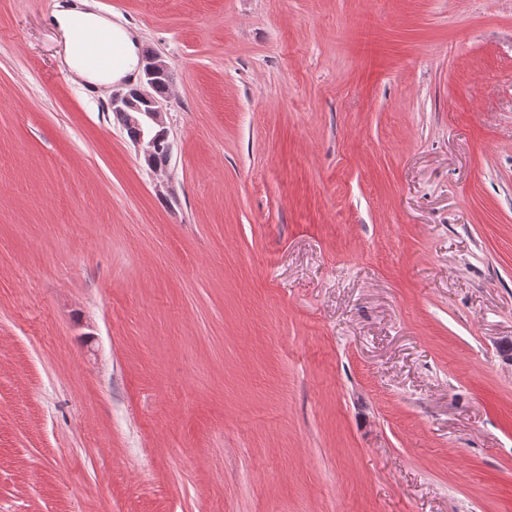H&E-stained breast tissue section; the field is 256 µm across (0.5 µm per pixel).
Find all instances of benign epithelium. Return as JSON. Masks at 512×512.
<instances>
[{
    "label": "benign epithelium",
    "instance_id": "obj_1",
    "mask_svg": "<svg viewBox=\"0 0 512 512\" xmlns=\"http://www.w3.org/2000/svg\"><path fill=\"white\" fill-rule=\"evenodd\" d=\"M169 69L161 56L153 55L143 59L145 84L127 92L116 91L112 94V111L125 127L142 129L133 139L136 145L151 148L158 139H168V130L163 118L165 104L152 93L154 79Z\"/></svg>",
    "mask_w": 512,
    "mask_h": 512
}]
</instances>
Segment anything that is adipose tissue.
Returning a JSON list of instances; mask_svg holds the SVG:
<instances>
[{
	"label": "adipose tissue",
	"instance_id": "ef3b65f1",
	"mask_svg": "<svg viewBox=\"0 0 512 512\" xmlns=\"http://www.w3.org/2000/svg\"><path fill=\"white\" fill-rule=\"evenodd\" d=\"M54 23L65 39L64 62L68 69L87 83L106 87L122 82L139 66V46L124 27L101 14L79 7L62 9L54 14ZM105 33L111 38L112 63L105 68L88 66L83 54L84 33Z\"/></svg>",
	"mask_w": 512,
	"mask_h": 512
}]
</instances>
